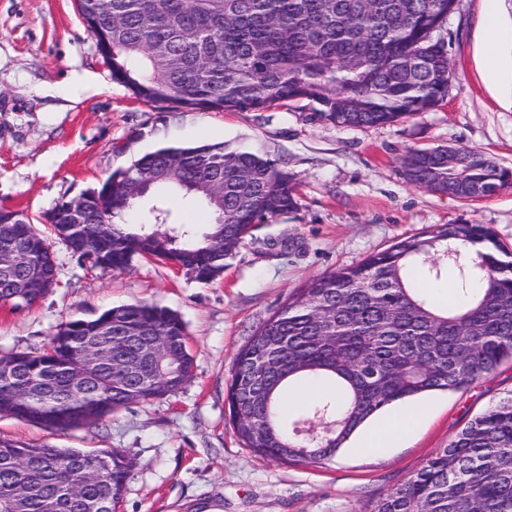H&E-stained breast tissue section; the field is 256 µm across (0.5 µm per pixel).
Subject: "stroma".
<instances>
[{
  "label": "stroma",
  "mask_w": 512,
  "mask_h": 512,
  "mask_svg": "<svg viewBox=\"0 0 512 512\" xmlns=\"http://www.w3.org/2000/svg\"><path fill=\"white\" fill-rule=\"evenodd\" d=\"M496 14L501 67L488 78L485 18ZM454 77L436 107L396 123L339 128L308 102L264 112L159 110L113 82L76 0H0V208L37 229L56 204L99 187L160 138L222 142L280 160L296 206L257 226L221 278L202 284L153 260L121 274L90 269L54 243L57 284L30 307L0 304V355L43 350L72 314L135 301L180 315L195 361L176 394L136 402L67 433L0 415V436L55 448H120L134 466L118 512H374L458 432L512 396V362L460 391L422 396L427 411L396 447L282 464L244 448L225 415L233 359L313 277L440 224H483L512 252V186L461 201L410 184L402 157L455 145L512 169V0H460L444 32Z\"/></svg>",
  "instance_id": "35a3bbf8"
}]
</instances>
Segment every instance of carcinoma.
I'll list each match as a JSON object with an SVG mask.
<instances>
[{
  "instance_id": "obj_1",
  "label": "carcinoma",
  "mask_w": 512,
  "mask_h": 512,
  "mask_svg": "<svg viewBox=\"0 0 512 512\" xmlns=\"http://www.w3.org/2000/svg\"><path fill=\"white\" fill-rule=\"evenodd\" d=\"M105 31L112 80L176 117L185 111L264 112L315 105L338 127L396 123L448 93V53L437 30L451 0H77ZM436 146L402 158L409 182L457 198L491 197L512 170L477 150ZM112 194L80 214L45 215L71 253L124 272L154 258L200 282L224 271L250 234L296 205L292 176L268 155L222 142H160L115 169ZM139 185L132 192L133 185ZM172 197L205 206L208 231L177 221ZM22 260L0 266V303L26 305L56 284L48 239L22 213L0 218V245ZM454 252V257L446 253ZM456 273L442 306L411 279ZM180 316L157 303L68 319L42 352L0 356V412L57 432L103 420L134 402L171 396L192 377ZM512 361V256L482 224H442L360 262L318 275L237 351L227 384L229 421L244 447L277 462L333 457L370 416L430 391H459ZM332 386L291 415L284 396ZM132 461L92 477L72 449L0 438V512H117ZM375 512H512V397L472 419Z\"/></svg>"
}]
</instances>
